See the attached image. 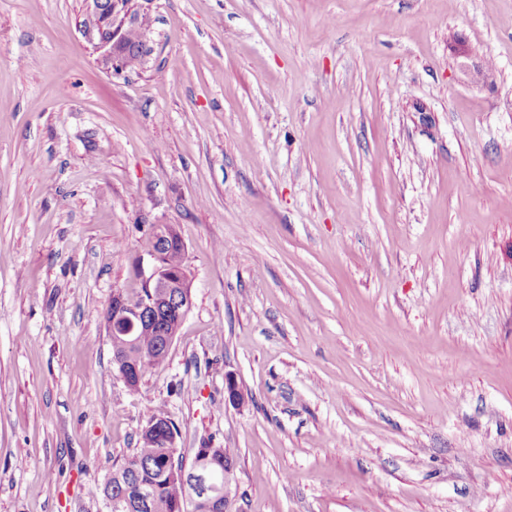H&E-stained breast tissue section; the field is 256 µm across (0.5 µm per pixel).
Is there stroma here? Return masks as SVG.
I'll return each instance as SVG.
<instances>
[{"mask_svg":"<svg viewBox=\"0 0 512 512\" xmlns=\"http://www.w3.org/2000/svg\"><path fill=\"white\" fill-rule=\"evenodd\" d=\"M87 7L0 0V512H111L151 408L233 512H512V0H130L120 76ZM154 224L193 304L132 391ZM124 1L112 0V11L106 16L107 27L99 28L96 25H88L84 30L88 41L100 53L101 62L108 68H112L113 71H123L124 69V60L116 50V46L124 34L119 50L124 56L126 70L141 63L143 57L148 53L143 37L149 26V19L146 16H141L136 25L129 28L133 22V16L125 9ZM119 5H122V8L118 9ZM127 28L129 29L127 30Z\"/></svg>","mask_w":512,"mask_h":512,"instance_id":"35a3bbf8","label":"stroma"}]
</instances>
